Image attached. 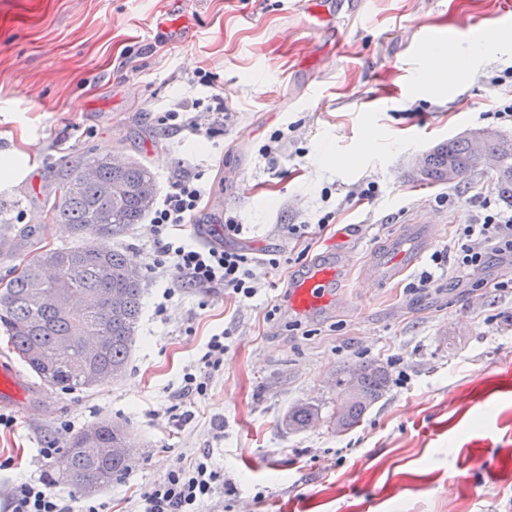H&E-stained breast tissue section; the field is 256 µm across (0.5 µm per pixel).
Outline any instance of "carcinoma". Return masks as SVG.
Masks as SVG:
<instances>
[{
    "label": "carcinoma",
    "mask_w": 512,
    "mask_h": 512,
    "mask_svg": "<svg viewBox=\"0 0 512 512\" xmlns=\"http://www.w3.org/2000/svg\"><path fill=\"white\" fill-rule=\"evenodd\" d=\"M489 160L495 161L499 196L512 203V137L496 130L479 149L464 136L437 145L423 157L416 176L425 183L458 184ZM450 167L456 172L451 180ZM58 188L65 192L44 205L57 223L72 225L81 243L43 250L23 261L21 272L0 290V327L8 335L12 354L45 387L94 390L127 372L145 279L142 268L119 244L151 211L154 202H146L142 191L157 192V182L142 161L128 158L115 165L106 154L64 175ZM53 269L69 275L74 288L94 299L84 311L81 337L73 335L71 320L62 312L33 300V290ZM94 336L106 340L98 351L90 348ZM63 338L70 339L64 350L59 347ZM386 383L387 368L375 361L351 365L337 374L340 399L330 426L343 432L356 427L383 396ZM318 421L315 409L303 405L286 417V425L298 430ZM95 431L90 449L84 447L85 431L69 440L56 464L60 483L81 489L92 482L100 489L126 472L129 458H107L100 449L134 447L127 429L104 422Z\"/></svg>",
    "instance_id": "obj_1"
}]
</instances>
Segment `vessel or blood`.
<instances>
[{
  "instance_id": "vessel-or-blood-1",
  "label": "vessel or blood",
  "mask_w": 512,
  "mask_h": 512,
  "mask_svg": "<svg viewBox=\"0 0 512 512\" xmlns=\"http://www.w3.org/2000/svg\"><path fill=\"white\" fill-rule=\"evenodd\" d=\"M438 236L439 227L435 224L402 225L370 252L361 268L362 282L379 284L398 279L422 262ZM338 265V258L331 255L320 256L310 264L293 283L294 306L344 307L346 295L340 290ZM24 392V380L13 369L0 365V403L21 404Z\"/></svg>"
}]
</instances>
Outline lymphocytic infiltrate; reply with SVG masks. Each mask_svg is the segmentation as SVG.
<instances>
[{"mask_svg":"<svg viewBox=\"0 0 512 512\" xmlns=\"http://www.w3.org/2000/svg\"><path fill=\"white\" fill-rule=\"evenodd\" d=\"M208 183L201 173H189L175 180L149 214L156 251L145 268L157 277L169 279L157 304L163 312L165 300L174 297L177 287L221 288L245 299L256 296L261 265L278 268V259L260 261L247 253L221 245L186 243L180 234L183 224L195 216L209 196ZM459 268L477 271L493 258L512 257V212L503 210L493 195L482 198L481 214L459 231ZM228 332L212 334L198 362L183 375V394L205 396L213 375L223 363ZM223 472L215 468L210 452H202L189 462L171 467L165 475L140 494L137 512H201L223 490ZM6 512H101L93 501H78L62 493L47 477H33L10 484L6 492Z\"/></svg>","mask_w":512,"mask_h":512,"instance_id":"obj_1","label":"lymphocytic infiltrate"}]
</instances>
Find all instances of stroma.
Here are the masks:
<instances>
[{
  "mask_svg": "<svg viewBox=\"0 0 512 512\" xmlns=\"http://www.w3.org/2000/svg\"><path fill=\"white\" fill-rule=\"evenodd\" d=\"M331 2L336 12L315 28L316 0H0V157L14 162L0 177V289L36 248L74 243L44 198L66 169L106 153L143 161L162 193L205 172L211 193L188 240L281 259L251 299L188 288L166 301L147 285L122 379L35 390L28 412L0 426V487L37 475L45 440L66 446L61 425L118 422L135 450L127 472L91 494L106 512H133L203 448L227 480L206 512H512V294L490 287L512 275V260L463 277L455 247L496 175L483 167L455 185H421L411 174L414 157L449 138L512 136L493 117L512 82L488 87L512 70V39L443 86L419 82L429 47L448 37L466 52L512 0H362L356 16L342 10L350 0ZM216 85L226 116L212 137L159 128L157 113L214 108ZM277 130L279 152L262 155ZM369 134L377 147L358 156ZM324 151L342 165L323 164ZM370 182L374 200L348 201ZM446 193L456 205H437ZM228 214L244 226L234 238L218 232ZM431 217L441 288L412 291L413 273L386 288L358 284L380 239ZM292 224L308 225L307 237H290ZM326 250L345 260V309L293 307L288 285ZM222 330L230 337L206 397L181 395L187 366ZM374 360L389 372L383 397L357 427L331 431L332 379ZM300 405L321 422L289 429Z\"/></svg>",
  "mask_w": 512,
  "mask_h": 512,
  "instance_id": "35a3bbf8",
  "label": "stroma"
}]
</instances>
